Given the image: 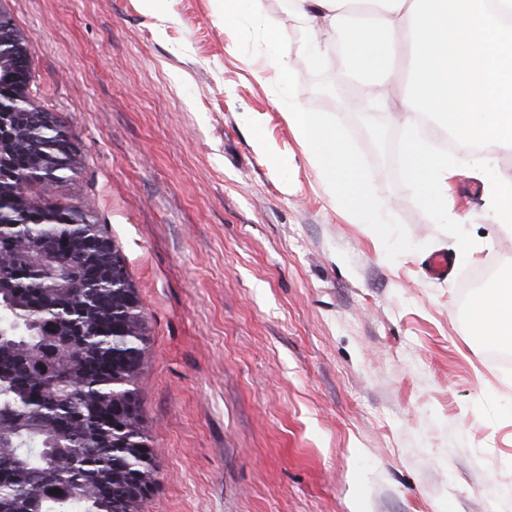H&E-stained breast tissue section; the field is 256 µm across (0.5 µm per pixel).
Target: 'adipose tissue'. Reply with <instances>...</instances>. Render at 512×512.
<instances>
[{
	"instance_id": "ef3b65f1",
	"label": "adipose tissue",
	"mask_w": 512,
	"mask_h": 512,
	"mask_svg": "<svg viewBox=\"0 0 512 512\" xmlns=\"http://www.w3.org/2000/svg\"><path fill=\"white\" fill-rule=\"evenodd\" d=\"M294 2L309 22L312 57L342 45L355 69L380 72V82L361 92L383 107L392 105L388 85L402 87L409 129L404 174L432 223H464L451 194L459 162L435 152L413 128L426 114L448 129L460 148L481 142L512 149V0ZM288 121L333 200L377 223L380 204L337 123L297 105L289 106ZM470 308L473 335L511 347L512 267L499 271L495 287L474 294Z\"/></svg>"
}]
</instances>
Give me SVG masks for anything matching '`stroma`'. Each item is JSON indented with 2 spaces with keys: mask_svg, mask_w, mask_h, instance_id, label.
Returning <instances> with one entry per match:
<instances>
[{
  "mask_svg": "<svg viewBox=\"0 0 512 512\" xmlns=\"http://www.w3.org/2000/svg\"><path fill=\"white\" fill-rule=\"evenodd\" d=\"M29 42L31 97L77 139L58 195L125 255L150 327L138 379L155 451L140 512H512V373L472 336L470 273L512 266L480 180L434 224L404 178L407 136L357 90L378 82L308 41L290 0L225 24L214 0H0ZM337 118L387 236L333 202L288 123L289 98ZM264 138L278 157L256 147ZM485 243L426 276L436 254ZM271 60L275 63L278 71L288 83V90L293 89L297 77L290 67V57L295 51H302L303 46L294 49L293 46L277 30L270 35Z\"/></svg>",
  "mask_w": 512,
  "mask_h": 512,
  "instance_id": "obj_1",
  "label": "stroma"
}]
</instances>
